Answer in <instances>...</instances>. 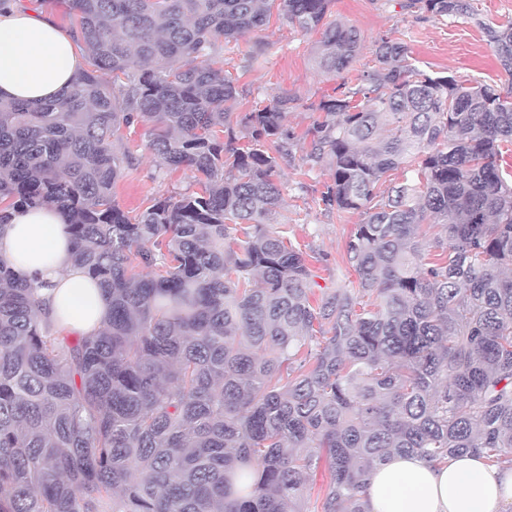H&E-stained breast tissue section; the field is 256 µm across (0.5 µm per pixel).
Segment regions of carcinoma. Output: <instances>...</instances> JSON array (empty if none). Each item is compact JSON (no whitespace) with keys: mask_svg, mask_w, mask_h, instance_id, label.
I'll return each mask as SVG.
<instances>
[{"mask_svg":"<svg viewBox=\"0 0 512 512\" xmlns=\"http://www.w3.org/2000/svg\"><path fill=\"white\" fill-rule=\"evenodd\" d=\"M331 2L62 0L86 66L54 99L0 102V224L64 209L111 313L95 336L66 333L0 259V512H366L393 452L512 464V103L418 69L393 34L357 69L361 36L326 21ZM398 2L473 21L512 74V22L471 0ZM275 3L321 30L315 62L340 79L311 129L321 201L363 215L345 243L356 285L316 305L309 255L269 223L290 99L237 112L210 63ZM138 124L199 189L131 215L114 189L134 155L115 142Z\"/></svg>","mask_w":512,"mask_h":512,"instance_id":"obj_1","label":"carcinoma"}]
</instances>
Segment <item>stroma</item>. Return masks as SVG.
<instances>
[{
  "instance_id": "1",
  "label": "stroma",
  "mask_w": 512,
  "mask_h": 512,
  "mask_svg": "<svg viewBox=\"0 0 512 512\" xmlns=\"http://www.w3.org/2000/svg\"><path fill=\"white\" fill-rule=\"evenodd\" d=\"M331 18L355 26L363 38L360 62L370 67L376 40L396 33L407 43L418 67L431 75H448L471 82L489 83L512 94V74L506 72L489 46L482 30L459 17H437L421 11L393 9L387 0H333ZM319 32H304L289 25L283 16L271 14L262 30L228 45L219 46L215 61L236 81L239 92L236 111L245 112L259 101L291 98L287 124L295 132L291 154L281 163L283 201L273 220L287 225L292 236L315 255L317 285L312 302H319L323 289L355 280L344 261L345 242L360 214L338 218L321 202L330 181L326 164L310 161V138L306 132L317 119L316 106L338 85L336 78L314 64ZM148 129L135 125L123 130L120 147L130 148L137 168L120 179L116 201L126 212L143 210L151 199L193 190L190 170L161 167L147 147Z\"/></svg>"
}]
</instances>
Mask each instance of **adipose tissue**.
Returning <instances> with one entry per match:
<instances>
[{
    "instance_id": "adipose-tissue-1",
    "label": "adipose tissue",
    "mask_w": 512,
    "mask_h": 512,
    "mask_svg": "<svg viewBox=\"0 0 512 512\" xmlns=\"http://www.w3.org/2000/svg\"><path fill=\"white\" fill-rule=\"evenodd\" d=\"M73 38L15 0L0 5V100L59 96L83 67ZM65 212L53 205L14 213L0 227V257L15 275L43 283L42 308L80 335L99 333L110 303L73 259ZM367 512H512V465L464 453L437 464L395 454L367 477Z\"/></svg>"
}]
</instances>
